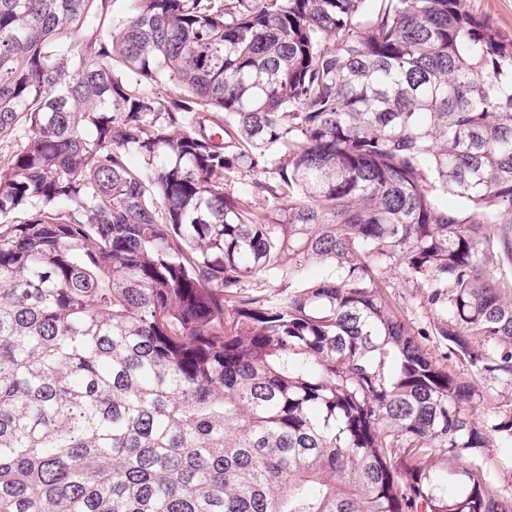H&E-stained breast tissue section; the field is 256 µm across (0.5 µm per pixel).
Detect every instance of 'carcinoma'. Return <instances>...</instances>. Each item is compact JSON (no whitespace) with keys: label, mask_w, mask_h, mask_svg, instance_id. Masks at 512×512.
Instances as JSON below:
<instances>
[{"label":"carcinoma","mask_w":512,"mask_h":512,"mask_svg":"<svg viewBox=\"0 0 512 512\" xmlns=\"http://www.w3.org/2000/svg\"><path fill=\"white\" fill-rule=\"evenodd\" d=\"M117 2L0 0V512H512V414L382 291L450 289V352L512 379V37L462 0ZM288 278H276L267 281H257L247 288L249 293L265 299L276 301L288 294ZM493 445L482 449L484 462L494 485L508 488L512 485V452L501 448L497 441Z\"/></svg>","instance_id":"carcinoma-1"}]
</instances>
